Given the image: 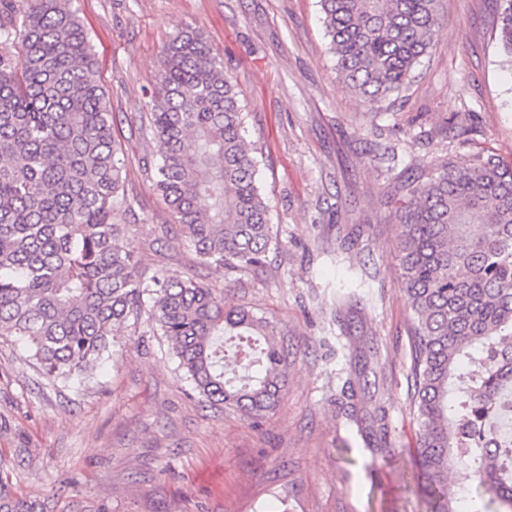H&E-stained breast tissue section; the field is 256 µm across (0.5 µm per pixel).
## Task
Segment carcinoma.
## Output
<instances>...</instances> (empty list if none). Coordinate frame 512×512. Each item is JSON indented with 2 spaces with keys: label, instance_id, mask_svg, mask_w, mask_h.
I'll list each match as a JSON object with an SVG mask.
<instances>
[{
  "label": "carcinoma",
  "instance_id": "carcinoma-1",
  "mask_svg": "<svg viewBox=\"0 0 512 512\" xmlns=\"http://www.w3.org/2000/svg\"><path fill=\"white\" fill-rule=\"evenodd\" d=\"M0 0V336L22 341L52 383L88 378L118 328L152 300L151 318L201 400L253 426L287 383L283 345L263 317L192 277L145 280L125 243L122 146L91 39L71 0ZM498 2V43L512 63V0ZM338 76L380 101L400 92L429 49L440 0H320ZM237 78L199 30L177 35L148 102L151 178L201 263L267 262L269 202L258 186ZM370 161L391 172L394 146ZM394 198L398 266L412 312L414 480L429 512H458L448 465L482 506L512 512V440L493 419L512 412V166L486 151L433 165ZM363 391L367 357L353 348ZM366 447L388 429L355 404ZM0 469V512H45Z\"/></svg>",
  "mask_w": 512,
  "mask_h": 512
}]
</instances>
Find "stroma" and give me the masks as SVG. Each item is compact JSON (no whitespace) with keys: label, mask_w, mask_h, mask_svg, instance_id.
I'll return each instance as SVG.
<instances>
[{"label":"stroma","mask_w":512,"mask_h":512,"mask_svg":"<svg viewBox=\"0 0 512 512\" xmlns=\"http://www.w3.org/2000/svg\"><path fill=\"white\" fill-rule=\"evenodd\" d=\"M99 60L135 214L129 244L144 277L190 275L271 321L288 347V382L259 427L199 402L147 315L129 318L89 380L49 384L24 346L0 338V459L17 492L50 512H426L405 490L418 425L410 379L412 313L396 260L398 183L369 160L373 144L406 146L429 170L453 152L489 149L512 164V66L492 27L497 0H441L434 42L401 94L370 103L336 74L319 0H74ZM199 28L232 70L248 112L277 239L265 267L200 266L143 172L153 148L138 132L162 52ZM467 139L444 142L453 116ZM359 226V258L376 277L367 308L341 333L332 294L345 265L323 250ZM377 344L395 455L364 450L343 410L350 337ZM26 449L24 460L13 458Z\"/></svg>","instance_id":"stroma-1"}]
</instances>
